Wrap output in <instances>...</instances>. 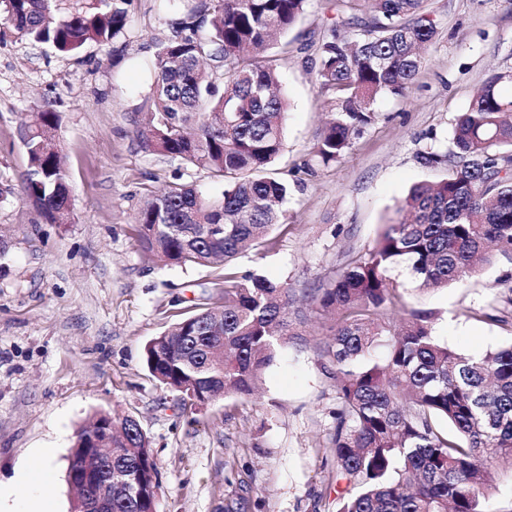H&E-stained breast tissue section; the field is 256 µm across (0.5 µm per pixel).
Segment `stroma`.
I'll use <instances>...</instances> for the list:
<instances>
[{"label": "stroma", "mask_w": 512, "mask_h": 512, "mask_svg": "<svg viewBox=\"0 0 512 512\" xmlns=\"http://www.w3.org/2000/svg\"><path fill=\"white\" fill-rule=\"evenodd\" d=\"M192 0H132L123 34L76 56L11 33L0 39V512L16 477L57 451L40 492L71 512L67 471L75 431L96 412L133 416L157 464L158 512H328L336 471L325 454L336 421V386L312 343L322 316L298 320L277 349L259 390L194 409L144 365L149 340L198 300L222 303L221 270L162 266L139 249L133 217L151 192L173 181L216 194L211 174L158 151L137 135L150 91L156 44ZM435 41L406 97L386 96L377 119L338 161L312 151L334 107L316 85V44L335 16L331 0H310L302 19L272 46L287 109L285 146L273 169L290 195L268 247L249 249L238 274L258 273L297 293L325 287L356 254L375 245L409 189L436 182L441 167L418 154L451 143L455 120L495 73L512 72V0H428ZM46 109L72 185L71 223L53 224L22 191L28 157L22 122ZM512 261L463 282L423 290L406 270L390 275L405 301L434 312L433 333L479 357L512 340Z\"/></svg>", "instance_id": "1"}]
</instances>
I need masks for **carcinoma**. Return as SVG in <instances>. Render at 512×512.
I'll return each mask as SVG.
<instances>
[{
  "instance_id": "obj_1",
  "label": "carcinoma",
  "mask_w": 512,
  "mask_h": 512,
  "mask_svg": "<svg viewBox=\"0 0 512 512\" xmlns=\"http://www.w3.org/2000/svg\"><path fill=\"white\" fill-rule=\"evenodd\" d=\"M129 0H0V36L18 33L63 55L106 45L125 29ZM309 0H199L175 35L160 43L146 99L144 145L208 170L224 190L209 197L173 182L148 196L137 216L144 255L185 267L224 263V305H192L145 346L144 364L161 385L194 393L190 405L248 396L288 335L290 288L261 275L237 276L243 247L268 242L283 218L288 185L269 166L283 149L286 101L268 56ZM336 21L316 51V83L334 96V118L314 144L323 163L340 159L352 135L377 118L378 99L403 96L417 75L420 49L437 25L424 0H363L366 16ZM223 82H217L219 71ZM488 79L457 116L451 147L430 149L427 165L447 166L436 184L413 186L410 218L384 225L375 247L349 261L308 298L334 315L318 356L336 380V426L325 453L336 461V512H512L492 508L485 473L512 463V343L466 357L432 334V313L406 309L388 271L403 267L421 288L462 282L490 261L512 259V97ZM57 113H38L22 136L27 199L56 224L71 220V182L52 130ZM81 427L69 472H82L91 437L112 440L98 476L112 482V512H156L155 500L127 493L151 455L132 418L100 412Z\"/></svg>"
}]
</instances>
